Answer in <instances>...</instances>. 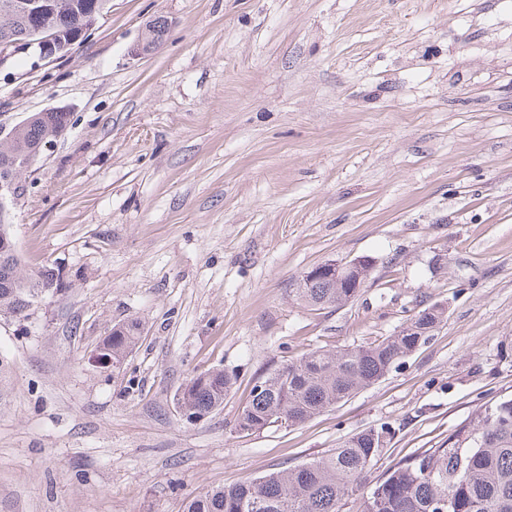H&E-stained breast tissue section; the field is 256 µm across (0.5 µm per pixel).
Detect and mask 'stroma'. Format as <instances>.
I'll return each instance as SVG.
<instances>
[{
    "label": "stroma",
    "instance_id": "obj_1",
    "mask_svg": "<svg viewBox=\"0 0 512 512\" xmlns=\"http://www.w3.org/2000/svg\"><path fill=\"white\" fill-rule=\"evenodd\" d=\"M53 107L68 126L8 210L22 269L62 289L0 317V512H182L385 427L382 471L512 394V0H112L62 58L0 69V124ZM359 257L351 302L296 300ZM434 304L373 385L237 431L274 367ZM132 321L122 365L94 362ZM213 368L235 383L188 422L176 395ZM161 23H164L165 32L163 33L161 40H157L156 29H158V26ZM171 25V20L164 16H159L150 20L145 26V31L141 39L133 45L131 53L135 56L153 53L163 43ZM154 41L155 43H153ZM372 266V261L367 258H357L345 264L334 260L318 263L305 275H335L338 283H343L345 288L338 286L333 279L301 276L295 283L296 297L311 307L343 306L357 296L360 283L369 275Z\"/></svg>",
    "mask_w": 512,
    "mask_h": 512
}]
</instances>
